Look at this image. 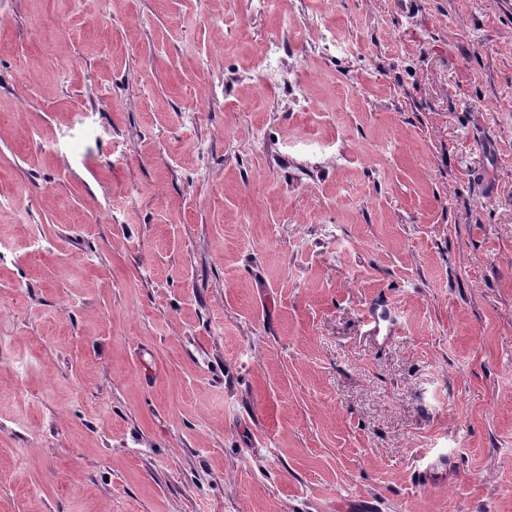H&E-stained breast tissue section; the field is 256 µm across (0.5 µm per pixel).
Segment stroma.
<instances>
[{
  "mask_svg": "<svg viewBox=\"0 0 512 512\" xmlns=\"http://www.w3.org/2000/svg\"><path fill=\"white\" fill-rule=\"evenodd\" d=\"M0 512H512V0H0ZM390 316L382 303H377L367 315V325L369 332L373 336H385L390 333Z\"/></svg>",
  "mask_w": 512,
  "mask_h": 512,
  "instance_id": "1",
  "label": "stroma"
}]
</instances>
